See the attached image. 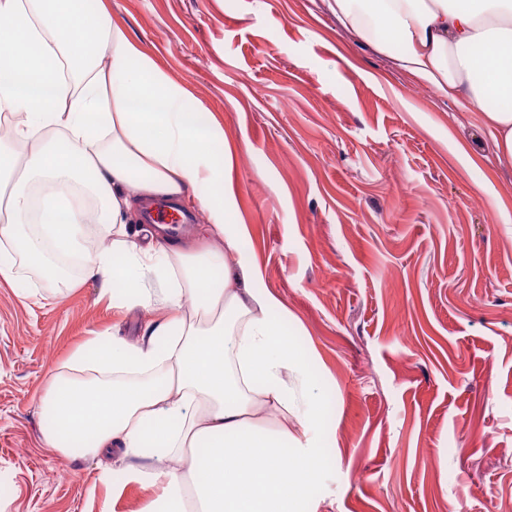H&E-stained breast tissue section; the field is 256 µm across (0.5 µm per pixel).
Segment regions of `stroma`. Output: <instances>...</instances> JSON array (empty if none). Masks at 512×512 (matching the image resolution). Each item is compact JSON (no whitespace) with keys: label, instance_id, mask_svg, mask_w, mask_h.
Instances as JSON below:
<instances>
[{"label":"stroma","instance_id":"stroma-1","mask_svg":"<svg viewBox=\"0 0 512 512\" xmlns=\"http://www.w3.org/2000/svg\"><path fill=\"white\" fill-rule=\"evenodd\" d=\"M223 127L261 285L293 318L329 463L302 512H512V170L479 108L401 73L327 0H106ZM150 317L95 280L0 276V512H139L120 452L44 448L52 375Z\"/></svg>","mask_w":512,"mask_h":512}]
</instances>
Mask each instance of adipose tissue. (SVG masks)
Returning <instances> with one entry per match:
<instances>
[{
  "label": "adipose tissue",
  "instance_id": "ef3b65f1",
  "mask_svg": "<svg viewBox=\"0 0 512 512\" xmlns=\"http://www.w3.org/2000/svg\"><path fill=\"white\" fill-rule=\"evenodd\" d=\"M354 38L461 109L483 107L495 161L512 169V0H332ZM0 114L12 116L0 179L12 182L0 266L83 279L150 309L136 341L97 336L74 357L99 377L53 376L44 447L118 448L127 480L162 485L140 512H300L327 462L281 300L258 287L225 180L222 127L113 24L104 0H0ZM206 212L201 245L129 232L154 199ZM110 247L93 248V240Z\"/></svg>",
  "mask_w": 512,
  "mask_h": 512
}]
</instances>
